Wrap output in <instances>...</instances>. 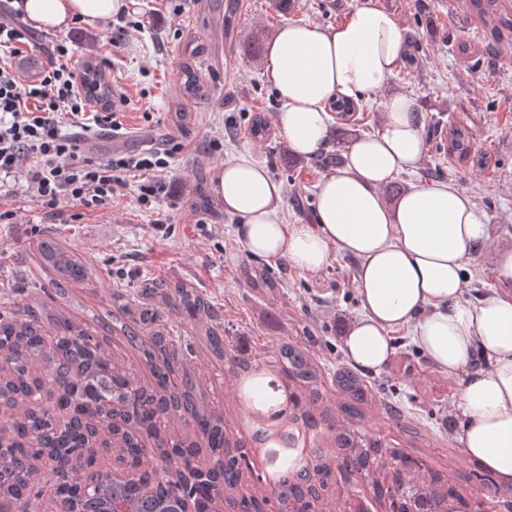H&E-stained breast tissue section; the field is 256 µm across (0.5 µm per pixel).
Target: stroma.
Instances as JSON below:
<instances>
[{"label": "stroma", "instance_id": "stroma-1", "mask_svg": "<svg viewBox=\"0 0 512 512\" xmlns=\"http://www.w3.org/2000/svg\"><path fill=\"white\" fill-rule=\"evenodd\" d=\"M357 0H297L285 16L269 0H232L234 13L225 17L213 0H134L126 15L137 22L121 42L111 26L75 24L66 31L37 30L29 46L15 58L21 75L39 73L53 44L64 43L76 67L100 66L116 87L132 100L120 133H101L82 148L96 161L116 152H140L139 136L154 141L176 137L187 141L183 153L168 158L162 172L168 191L150 207L139 201L143 177L128 179L112 206L90 215L65 207L63 221L45 219L47 207L27 191L23 177L0 187V313L11 307L18 292L44 285L46 304L65 311L91 333L102 335L113 361L131 378L149 384L152 370L127 340L103 332L99 321L115 311L114 293L135 300L146 283H181L209 299L217 322L237 354L262 361L259 378L242 372L230 376L195 343L187 364L212 410L224 415L231 438L250 444L247 481L272 471V459L285 449L270 442L254 445L245 421L243 394L247 385L262 392L260 409L277 405L280 422L294 411L285 394V379L274 359L287 342L308 348L321 367L322 403L337 402L334 372L344 362L341 336L347 322L360 311L356 263L337 255L320 272L297 270L283 261L248 255L235 234L236 219L224 212L215 181L225 162L241 156L262 163L285 193L282 213L287 224L308 221L318 184L327 168L315 157L288 166L286 139L277 124L281 102L267 71L265 52L275 33L288 21L322 27L342 23ZM415 36L424 60L409 72L396 67L387 84L373 92L360 134L372 133L385 101L395 93L412 98L424 125L452 123L472 132L477 149L490 150L495 162L488 169L458 172L452 157L428 143L413 171L398 173L397 183L423 182L428 172L437 181L459 185L468 192L486 223L496 228L492 242L512 244V28L489 32L469 0H374ZM490 45L477 59H457L453 39ZM200 44L204 55L196 62L204 87L200 98L183 95L177 84L185 50ZM188 114L177 121L176 111ZM261 113L270 130L265 139L249 130L254 113ZM204 185L211 205L197 210L191 199ZM48 236L70 243L91 265L90 280L72 283L64 294L48 286L50 275L38 263L34 244ZM265 272L270 284L256 288L252 280ZM396 353L379 372L366 373L371 400L361 432L380 438L383 447L404 448L424 460L429 472L451 482L464 498L476 492L483 467L467 458L459 442L460 426L451 407L460 380L445 375L416 348L407 331L394 333ZM400 405L401 415L385 410L382 399ZM321 405L311 406L319 413Z\"/></svg>", "mask_w": 512, "mask_h": 512}]
</instances>
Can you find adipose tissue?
I'll return each instance as SVG.
<instances>
[{
	"mask_svg": "<svg viewBox=\"0 0 512 512\" xmlns=\"http://www.w3.org/2000/svg\"><path fill=\"white\" fill-rule=\"evenodd\" d=\"M37 29L62 31L81 22L103 26L124 0H13ZM406 33L396 17L357 0L339 26L289 22L275 34L267 66L281 100L279 125L290 149L317 153L328 139L326 102L334 95L360 100L383 87L398 65ZM423 117L405 95L391 97L373 133L343 149V165L318 185L305 224L282 219L284 193L266 167L241 157L225 163L216 192L247 253L285 260L316 273L334 255L357 263L361 312L341 338L348 360L366 371L385 368L403 328L436 368L459 378L452 409L460 441L498 483L512 485V247L494 255L498 287L466 296L467 266L490 239L472 199L449 183L411 185L394 204L380 188L414 169L425 151Z\"/></svg>",
	"mask_w": 512,
	"mask_h": 512,
	"instance_id": "obj_1",
	"label": "adipose tissue"
}]
</instances>
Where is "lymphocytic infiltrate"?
I'll list each match as a JSON object with an SVG mask.
<instances>
[{
	"mask_svg": "<svg viewBox=\"0 0 512 512\" xmlns=\"http://www.w3.org/2000/svg\"><path fill=\"white\" fill-rule=\"evenodd\" d=\"M69 50L56 44L43 72L22 78L0 65V175L23 173L27 188L47 207L66 203L86 212L105 208L130 173L163 167L183 152L176 138L138 153H115L100 162L82 155L78 138L64 132V116H84L89 104L84 78L63 64Z\"/></svg>",
	"mask_w": 512,
	"mask_h": 512,
	"instance_id": "obj_1",
	"label": "lymphocytic infiltrate"
}]
</instances>
